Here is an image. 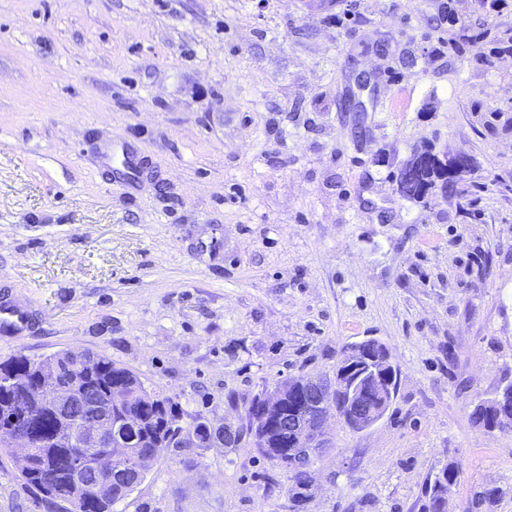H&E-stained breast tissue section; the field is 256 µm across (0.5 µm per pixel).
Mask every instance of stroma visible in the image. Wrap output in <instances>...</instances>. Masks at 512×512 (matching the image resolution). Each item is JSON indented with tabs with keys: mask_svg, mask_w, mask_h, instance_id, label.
Returning a JSON list of instances; mask_svg holds the SVG:
<instances>
[{
	"mask_svg": "<svg viewBox=\"0 0 512 512\" xmlns=\"http://www.w3.org/2000/svg\"><path fill=\"white\" fill-rule=\"evenodd\" d=\"M505 2L0 0V292L31 313L0 360L108 356L187 429L374 337L397 396L333 423L304 512H422L451 462L448 512H512V427L471 419L512 382V50L461 35ZM427 145L471 155L460 194L400 196ZM289 483L247 437L114 510L290 512ZM0 512H48L5 452Z\"/></svg>",
	"mask_w": 512,
	"mask_h": 512,
	"instance_id": "1",
	"label": "stroma"
}]
</instances>
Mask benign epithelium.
<instances>
[{
    "mask_svg": "<svg viewBox=\"0 0 512 512\" xmlns=\"http://www.w3.org/2000/svg\"><path fill=\"white\" fill-rule=\"evenodd\" d=\"M77 363L70 371L66 386L60 388L52 378L40 377L43 392L35 410L57 413V440L73 448L69 471L77 489L88 486L89 473L96 475L95 498L112 495L115 479L126 478L132 482L142 476L147 459L138 458L137 466L128 464L133 448L113 423V407L120 406L125 396L105 392L88 402V369L83 364L84 353L75 354ZM396 366L389 347L376 338L365 342L344 345L336 359L332 373L307 376L301 385H279L262 395L269 408L280 409L292 397L302 408L284 412L278 417L279 427H293V452L295 464L312 470L314 457L311 449L333 448L328 424L335 418L352 432H363L378 424L389 411L394 399V373ZM479 416L493 415L498 421L512 422V405L505 399V388L494 397L477 402L474 406ZM212 446H229L237 443L239 428L231 423L210 425ZM0 446L18 448L20 458L28 462L32 440L25 425L16 419L15 411L4 407L0 412ZM198 435L193 430H180L170 447L197 448Z\"/></svg>",
    "mask_w": 512,
    "mask_h": 512,
    "instance_id": "1",
    "label": "benign epithelium"
}]
</instances>
